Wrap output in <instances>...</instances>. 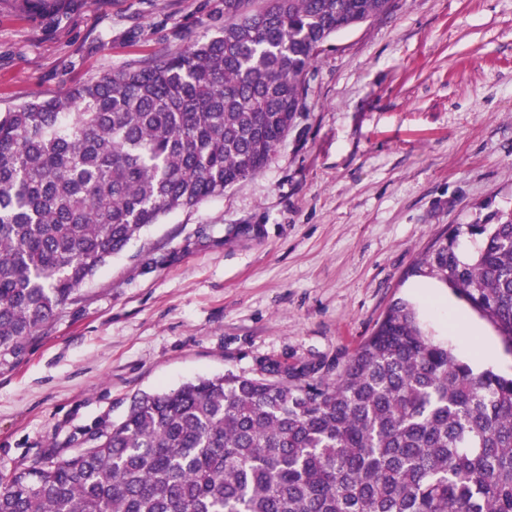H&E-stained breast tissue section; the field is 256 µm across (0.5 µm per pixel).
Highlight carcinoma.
Masks as SVG:
<instances>
[{"label":"carcinoma","instance_id":"obj_1","mask_svg":"<svg viewBox=\"0 0 512 512\" xmlns=\"http://www.w3.org/2000/svg\"><path fill=\"white\" fill-rule=\"evenodd\" d=\"M391 0H224V28L65 96L0 113V365L161 216L259 174L332 35ZM451 286L512 347V214ZM0 512H512V378L480 373L392 306L332 378L272 364L134 399L85 448L0 479Z\"/></svg>","mask_w":512,"mask_h":512}]
</instances>
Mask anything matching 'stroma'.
<instances>
[{
  "mask_svg": "<svg viewBox=\"0 0 512 512\" xmlns=\"http://www.w3.org/2000/svg\"><path fill=\"white\" fill-rule=\"evenodd\" d=\"M222 0H0V112L218 33ZM512 212V0H394L331 36L257 176L144 228L0 367V475L68 456L136 396L269 363H344L397 301L475 371L512 348L434 238Z\"/></svg>",
  "mask_w": 512,
  "mask_h": 512,
  "instance_id": "1",
  "label": "stroma"
}]
</instances>
